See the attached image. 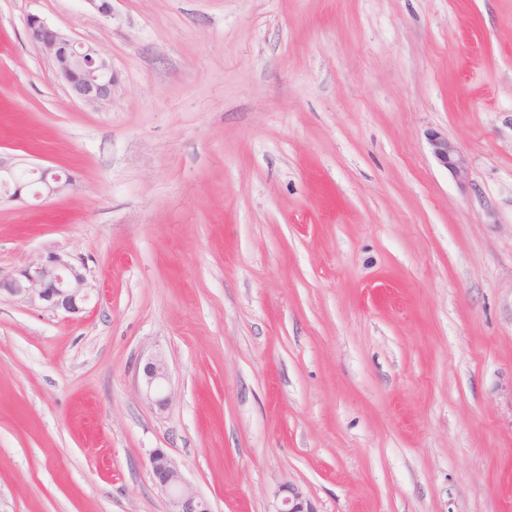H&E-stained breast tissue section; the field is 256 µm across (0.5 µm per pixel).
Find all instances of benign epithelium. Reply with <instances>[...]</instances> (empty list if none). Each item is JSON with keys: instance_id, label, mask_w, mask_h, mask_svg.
<instances>
[{"instance_id": "benign-epithelium-1", "label": "benign epithelium", "mask_w": 512, "mask_h": 512, "mask_svg": "<svg viewBox=\"0 0 512 512\" xmlns=\"http://www.w3.org/2000/svg\"><path fill=\"white\" fill-rule=\"evenodd\" d=\"M29 41L39 47L51 61L58 76L64 81L70 96L85 105L104 108L112 105V63L89 44L69 38L42 17L31 14L26 22ZM428 144L434 158L460 184L469 182V170L459 148L438 130L428 133ZM26 171L37 176L38 190L33 198L51 197L67 189L70 177L48 175V170L28 167L25 158L0 153V200L24 202L23 191L28 184L16 179ZM93 285L82 268L67 257L50 252L41 256L34 266L15 274H0V297L8 296L44 305L53 311L74 315L92 298ZM169 369L165 358L155 355L143 367V383L148 399L157 406L167 405L164 394ZM150 471L155 485L169 502V512H210L208 502L185 480L173 459L163 450L155 449L149 456ZM281 499L275 512H314L311 504L298 488L286 483L279 490Z\"/></svg>"}]
</instances>
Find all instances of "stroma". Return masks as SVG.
Returning a JSON list of instances; mask_svg holds the SVG:
<instances>
[{
    "label": "stroma",
    "mask_w": 512,
    "mask_h": 512,
    "mask_svg": "<svg viewBox=\"0 0 512 512\" xmlns=\"http://www.w3.org/2000/svg\"><path fill=\"white\" fill-rule=\"evenodd\" d=\"M0 151L72 179L0 204V273L96 287L0 299V512H168L157 448L212 512H512V0H0ZM26 34L51 61L73 99L95 108L112 104V63L96 47L69 38L36 14L27 18ZM428 144L434 158L446 168L461 185L469 182V170L459 148L448 140V136L438 130L428 133ZM93 288L81 267L55 252L15 274L0 273V298H19L70 315L82 312L83 305L92 298ZM168 375V365L162 355H154L144 364L143 383L146 396L159 407H164L169 401V397L163 392ZM281 499L273 512H315L298 488L288 483L279 490Z\"/></svg>",
    "instance_id": "obj_1"
}]
</instances>
